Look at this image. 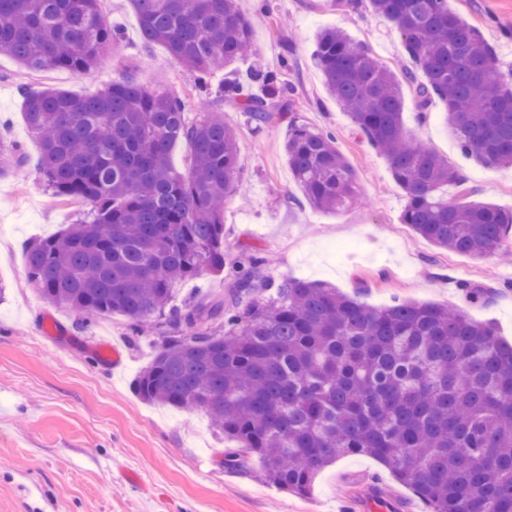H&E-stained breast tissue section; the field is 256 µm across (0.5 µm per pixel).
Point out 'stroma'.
I'll return each instance as SVG.
<instances>
[{
	"instance_id": "obj_1",
	"label": "stroma",
	"mask_w": 512,
	"mask_h": 512,
	"mask_svg": "<svg viewBox=\"0 0 512 512\" xmlns=\"http://www.w3.org/2000/svg\"><path fill=\"white\" fill-rule=\"evenodd\" d=\"M240 2L259 55L203 82L164 47L144 51L128 0H100L120 38L92 77L23 69L0 52V144L19 147L26 169L0 177V512H426L367 456L338 459L305 496L226 469L231 443L205 412L150 404L133 390L161 337L171 335L167 323L136 336L121 315L87 318L46 302L27 274L25 248L81 222L91 204L56 197L34 178L41 148L23 116L27 92L91 96L131 74L180 99L188 120L222 110L237 132L241 164L238 187L224 202V244L232 258L261 256L263 273L274 281L328 283L372 307L397 298L450 305L512 342V261L439 249L402 224L405 196L388 161L327 94L314 64L317 34L340 26L382 62L398 66L405 54L399 31L368 0L355 9L337 8L334 0ZM448 8L478 27L503 65L512 66V0H448ZM256 61L293 88L298 123L335 134L357 180L358 200L346 211L322 212L302 202L283 152L287 122L255 128L221 97L225 80ZM403 122L408 137L448 158L478 200L512 210V173L464 156L443 104L422 116L406 103ZM236 280L232 266L219 276L199 273L179 286L174 304L185 308L226 294ZM466 282L498 294L488 304L472 301ZM105 343L118 348L119 365L98 358Z\"/></svg>"
}]
</instances>
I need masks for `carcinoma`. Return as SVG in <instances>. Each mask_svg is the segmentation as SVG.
<instances>
[{"mask_svg":"<svg viewBox=\"0 0 512 512\" xmlns=\"http://www.w3.org/2000/svg\"><path fill=\"white\" fill-rule=\"evenodd\" d=\"M99 0H0V51L21 66L85 74L117 32ZM143 47H165L200 75L253 49L239 0H129ZM403 39L395 70L344 29L317 35L314 61L358 133L386 156L406 205L402 223L436 247L474 257L508 249L512 211L473 201L448 159L403 132V86L419 112L433 100L461 152L512 171V75L481 31L448 0H370ZM223 98L255 127L292 111L288 87L256 66ZM24 116L42 145L38 176L54 195L93 204L87 219L27 250L43 297L83 315L118 313L136 330L167 317L136 381L140 398L202 409L236 448L224 466L305 495L337 459L371 456L429 512H512V344L446 305L397 300L370 307L322 283L275 285L252 259L239 288L188 309L175 288L224 270V199L239 176L238 140L224 117L190 122L184 105L126 75L98 94H28ZM192 145L191 169L170 163ZM284 153L305 199L337 213L356 201L352 167L330 133L288 120ZM23 166L0 147V176ZM458 200H448V185ZM224 324V334L216 325Z\"/></svg>","mask_w":512,"mask_h":512,"instance_id":"cac0c4a2","label":"carcinoma"}]
</instances>
